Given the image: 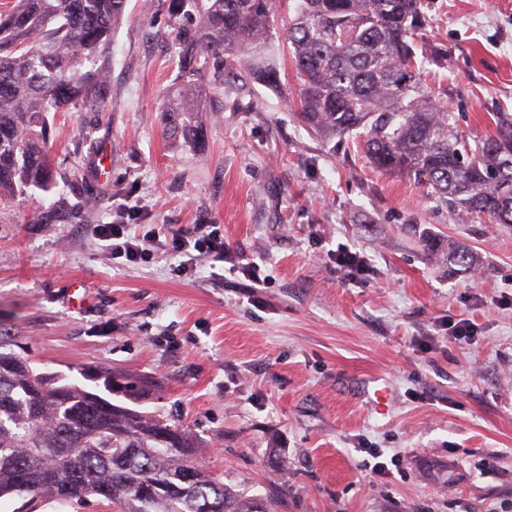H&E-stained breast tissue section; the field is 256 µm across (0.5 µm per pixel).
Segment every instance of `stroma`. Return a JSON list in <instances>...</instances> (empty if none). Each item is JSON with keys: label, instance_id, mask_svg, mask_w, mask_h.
<instances>
[{"label": "stroma", "instance_id": "35a3bbf8", "mask_svg": "<svg viewBox=\"0 0 512 512\" xmlns=\"http://www.w3.org/2000/svg\"><path fill=\"white\" fill-rule=\"evenodd\" d=\"M289 14L272 21L279 86H204L186 136L167 112L172 32L197 17L128 0L106 106L49 113L54 184L0 204V326L43 370L153 380L138 410L195 433L233 490L278 493L276 512H512V227L298 123ZM428 18L426 42L448 57L424 87L459 134L483 138L512 113V0H429ZM121 206L142 233L219 225L264 288L209 258L191 274L163 251L110 258L93 227ZM458 246L477 275L450 265ZM345 249L368 274L337 266ZM462 320L472 336L453 339Z\"/></svg>", "mask_w": 512, "mask_h": 512}]
</instances>
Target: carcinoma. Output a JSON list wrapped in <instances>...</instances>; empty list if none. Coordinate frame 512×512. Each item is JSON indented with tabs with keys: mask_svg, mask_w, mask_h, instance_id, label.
<instances>
[{
	"mask_svg": "<svg viewBox=\"0 0 512 512\" xmlns=\"http://www.w3.org/2000/svg\"><path fill=\"white\" fill-rule=\"evenodd\" d=\"M196 10L198 28L172 45L180 86L167 111L191 130L204 83L273 87L272 0H156ZM127 0H19L0 15V199L53 179L46 115L102 108L111 91L112 35ZM424 0H295L286 26L299 77L291 111L324 140L356 139L378 171L403 174L467 214L512 225V114L475 143L437 112L421 76ZM0 328V499L26 512L96 497L120 512H272L199 462L179 424L101 398L65 374L40 371ZM112 395L151 384L101 371Z\"/></svg>",
	"mask_w": 512,
	"mask_h": 512,
	"instance_id": "1",
	"label": "carcinoma"
}]
</instances>
